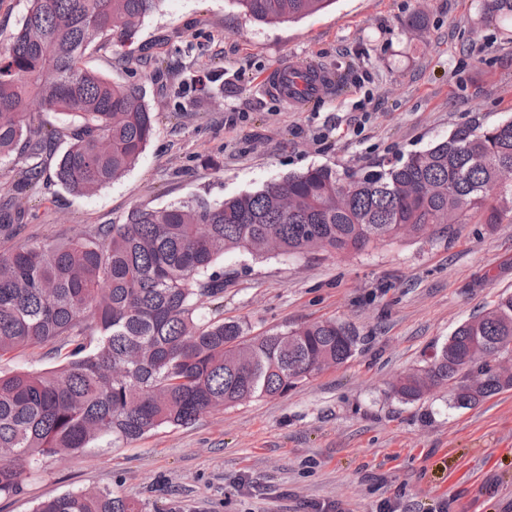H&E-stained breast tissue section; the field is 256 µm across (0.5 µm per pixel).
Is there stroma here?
Listing matches in <instances>:
<instances>
[{
	"label": "stroma",
	"instance_id": "obj_1",
	"mask_svg": "<svg viewBox=\"0 0 512 512\" xmlns=\"http://www.w3.org/2000/svg\"><path fill=\"white\" fill-rule=\"evenodd\" d=\"M482 0H335L296 22L246 18L232 0H162L132 47L93 43L85 64L139 87L154 134L122 179L76 196L54 177L69 143L0 161V204L22 227L0 252L95 235L138 206L221 201L291 172L364 168L426 149L463 124L512 120V23ZM330 66L338 84L294 108L266 90L288 63ZM222 305L201 313L247 335L335 319L361 343L346 363L282 397L201 414L113 447L45 458L0 512L109 489L142 512H512V389L472 408L446 388L415 403L388 388L426 365L463 321L512 293V224L467 212L450 232L347 255L224 257Z\"/></svg>",
	"mask_w": 512,
	"mask_h": 512
}]
</instances>
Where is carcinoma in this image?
<instances>
[{
    "label": "carcinoma",
    "mask_w": 512,
    "mask_h": 512,
    "mask_svg": "<svg viewBox=\"0 0 512 512\" xmlns=\"http://www.w3.org/2000/svg\"><path fill=\"white\" fill-rule=\"evenodd\" d=\"M161 0H28L19 28L0 42V158L28 144L30 155L62 131L35 126V112L71 119L70 145L55 177L90 195L120 179L154 131L141 91L82 65L89 46L112 37L124 46ZM265 24L316 14L331 0H232ZM512 167V120L462 125L394 162L339 172L328 166L214 203L203 197L136 207L123 224L94 237L0 252V357L63 340L58 365L0 375V498L22 493L43 459L76 453L103 438L138 440L184 425L217 407L273 398L328 367L345 363L360 336L336 320L248 337L236 321L201 320L202 299L224 297V254L253 258L360 252L397 237L445 231L467 211L489 227L512 224V199L499 171ZM512 348V295L460 324L430 362L399 377L391 394L418 401L448 386L452 404L470 408L512 389V374L487 363ZM484 362L470 389L465 360ZM34 512H139L105 490L47 498Z\"/></svg>",
    "instance_id": "cac0c4a2"
}]
</instances>
